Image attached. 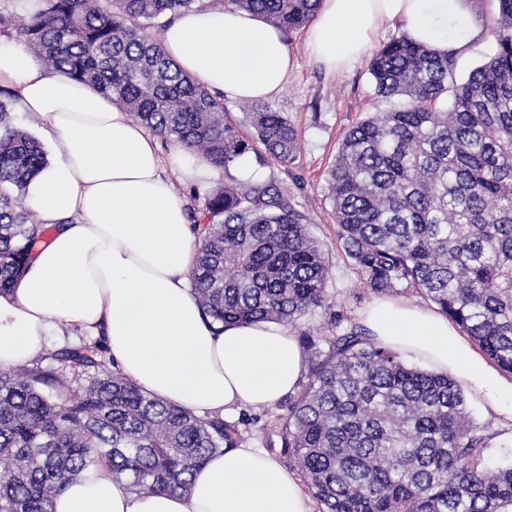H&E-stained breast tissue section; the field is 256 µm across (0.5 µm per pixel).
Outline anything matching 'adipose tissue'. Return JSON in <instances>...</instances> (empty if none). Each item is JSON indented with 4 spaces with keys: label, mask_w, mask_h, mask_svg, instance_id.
<instances>
[{
    "label": "adipose tissue",
    "mask_w": 512,
    "mask_h": 512,
    "mask_svg": "<svg viewBox=\"0 0 512 512\" xmlns=\"http://www.w3.org/2000/svg\"><path fill=\"white\" fill-rule=\"evenodd\" d=\"M417 43L457 49L480 29L465 0H321L307 48L326 70L359 59L382 25ZM166 54L199 85L230 100L274 98L295 59L279 29L227 7L180 12L160 34ZM0 85L36 115L52 160L27 199L52 234L11 291L0 295V367L30 363L60 326L104 333L122 373L195 414L264 408L294 391L305 369L290 326L226 327L205 317L190 284L200 239L163 175L214 176L182 146L158 139L96 87L46 71L18 41L0 43ZM361 323L377 344L453 377L512 419V380L436 308L376 299ZM55 512H314L300 481L251 444L214 455L187 490L137 495L96 465L70 480Z\"/></svg>",
    "instance_id": "1"
}]
</instances>
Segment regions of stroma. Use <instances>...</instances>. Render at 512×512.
I'll list each match as a JSON object with an SVG mask.
<instances>
[{
    "label": "stroma",
    "mask_w": 512,
    "mask_h": 512,
    "mask_svg": "<svg viewBox=\"0 0 512 512\" xmlns=\"http://www.w3.org/2000/svg\"><path fill=\"white\" fill-rule=\"evenodd\" d=\"M402 33L400 26L384 25L372 41L371 51L333 73L325 72L310 56L305 30L285 36L295 66L284 90L270 99L269 105L285 113L297 128L301 153L288 169L258 154H248L247 159L262 179L281 185L290 205L307 217L309 230L329 265V305L300 319L292 328L295 336L333 334L337 318L358 321L360 313L375 299L364 289L355 266L337 240L326 179L345 132L369 113L392 108V101L376 97L369 66L373 49ZM466 402L488 439V455L495 458L512 449V422L491 414L475 397H467Z\"/></svg>",
    "instance_id": "stroma-1"
}]
</instances>
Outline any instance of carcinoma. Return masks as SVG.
<instances>
[{
	"label": "carcinoma",
	"instance_id": "obj_1",
	"mask_svg": "<svg viewBox=\"0 0 512 512\" xmlns=\"http://www.w3.org/2000/svg\"><path fill=\"white\" fill-rule=\"evenodd\" d=\"M30 17L0 12L47 67L93 85L164 142L224 170L194 220L201 239L193 290L221 324L293 325L329 306L328 264L284 191L236 164L267 154L289 168L301 152L283 112L255 105L243 137L224 100L167 56L146 22L200 0H41ZM320 0H222L283 32L310 24ZM494 54L466 80L457 52L403 35L370 63L375 95L402 97L353 126L328 172L338 239L373 294L412 292L439 307L512 374V0H496ZM0 98V293L24 271L47 229L26 204L47 165ZM306 380L269 430L320 512H504L512 458L491 462L461 386L409 367L352 324L302 336ZM97 342L0 370V512H54L67 482L103 463L135 494L184 490L215 453L246 442L244 419L196 416L98 372ZM72 370L67 378L54 364Z\"/></svg>",
	"mask_w": 512,
	"mask_h": 512
}]
</instances>
